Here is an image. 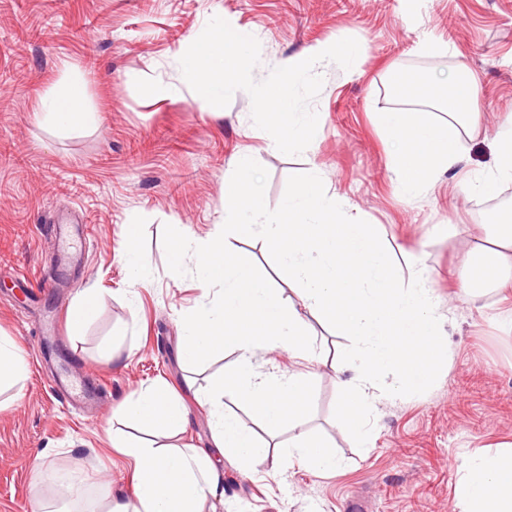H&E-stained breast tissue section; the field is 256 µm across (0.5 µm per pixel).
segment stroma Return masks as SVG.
<instances>
[{
    "label": "stroma",
    "mask_w": 512,
    "mask_h": 512,
    "mask_svg": "<svg viewBox=\"0 0 512 512\" xmlns=\"http://www.w3.org/2000/svg\"><path fill=\"white\" fill-rule=\"evenodd\" d=\"M215 16L258 39V81L317 42L352 37L362 45L350 69L331 63L320 71L313 151L287 156L271 148L246 92L224 108L201 107L186 89L154 94L159 84L180 86L177 58ZM427 38L451 43V52L420 56L416 47ZM462 61L478 78L482 114L464 146L469 167L482 168L494 158V114L512 113V0H418L410 14L402 0H0V333L16 341L28 366L18 399L0 410V512L24 503L35 512H74L53 482L61 472L85 479L95 495L134 500L132 465L112 436L132 434L118 407L152 384L188 412L174 443L210 450L222 465L224 512H344L355 495L365 512H454L467 458L512 443V333L494 321L512 309V288L471 300L461 292L469 240L490 208L512 210V185L490 201L443 178L415 199L401 198L373 114L400 104L389 70L444 77ZM66 78L83 83L94 120L60 134L42 121L38 104ZM240 152L268 170L271 209L294 169L316 163L330 193L375 224L403 282L423 272L449 319V359L434 386L378 402L362 447L333 416L339 382L353 374L340 360L348 337L310 315L320 363L280 349L258 355L257 371L310 374L313 412L277 440L300 428L324 438L339 461L332 472L294 465L277 476L267 462L239 470L213 446L205 400L235 352L198 368L182 357L183 317L211 303L215 291L194 278V256L185 259L187 276L169 271L163 227L204 238L223 223L224 178ZM81 213L91 235L76 244L70 265H60L52 227ZM129 224L138 227L141 285L121 252ZM234 247L291 296L264 240L242 236ZM86 287L98 293L95 313L81 330L67 324L61 338L44 339L45 323L68 313ZM68 375L97 388L96 408H76L58 391L57 379Z\"/></svg>",
    "instance_id": "stroma-1"
}]
</instances>
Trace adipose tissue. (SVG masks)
<instances>
[{
    "label": "adipose tissue",
    "instance_id": "ef3b65f1",
    "mask_svg": "<svg viewBox=\"0 0 512 512\" xmlns=\"http://www.w3.org/2000/svg\"><path fill=\"white\" fill-rule=\"evenodd\" d=\"M420 87L429 95L427 108L391 109L375 115L389 145L388 170L396 191L404 198L419 196L446 174L460 177L468 194L497 196L502 185L512 183V114L498 121L494 164L469 171L462 136L473 133L480 122L473 110L477 87L469 67L462 62L447 77L424 76ZM84 99L82 83L69 80L44 94L39 110L46 123L79 127L89 119ZM436 110L444 114V121L433 118ZM466 261V295L476 296L487 284L512 282V224L483 225L468 246ZM120 412L142 429L165 437L177 435L186 425L179 398L159 385L142 390ZM112 444L134 464L136 499L128 502L107 495L92 503L91 512H204L206 502H223L224 469L208 452L135 442L121 434L113 436ZM282 456L319 472L338 465L329 445L305 432L289 441ZM457 497L463 512H512V447L472 456Z\"/></svg>",
    "mask_w": 512,
    "mask_h": 512
}]
</instances>
